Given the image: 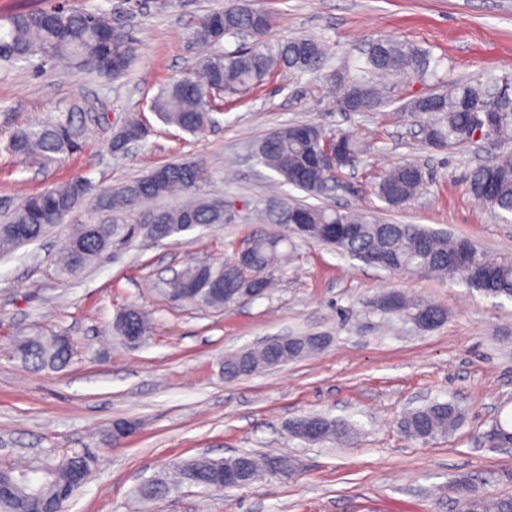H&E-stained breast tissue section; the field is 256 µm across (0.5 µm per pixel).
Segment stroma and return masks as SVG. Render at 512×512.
<instances>
[{"mask_svg": "<svg viewBox=\"0 0 512 512\" xmlns=\"http://www.w3.org/2000/svg\"><path fill=\"white\" fill-rule=\"evenodd\" d=\"M69 3L110 14L133 36L136 57L128 74L111 82L63 76L49 65L39 72L23 62L0 67V215L21 196L75 176L116 188L161 165L189 161L211 170L206 191L223 198L226 221L156 244L134 238L69 280L55 271L64 228L0 256V465L43 453L93 452L97 466L64 512H144L135 493L144 479L167 476L201 454L218 459L270 450L298 459V473L224 491L183 486L155 512H455L451 484L459 477L512 494V452L481 443L495 417L512 412V300L483 296L457 277L377 269L296 235L264 297L214 309L167 295L171 279L188 265L223 261L265 231L260 215L272 194L310 203L257 161L260 142L282 125L313 122L363 145L324 205L419 224L491 256H512V224L470 193L468 178L476 166L512 153V142L477 139L432 149L403 106L433 91V81L390 78L388 106L341 112L318 72L276 75L225 96L208 127L184 133L149 106L161 88L209 55L188 35L222 0H147L133 10L123 0ZM253 4L274 15L272 38L324 41L329 68H343L366 43L391 36L429 50L450 81L512 74V0ZM68 113L82 131L81 152L45 163L7 150L16 127ZM130 118L146 122V136L113 152L114 125ZM406 161L426 171V187L407 206L386 208L374 184ZM390 291L444 305L447 322L424 331L407 318L381 315L374 304ZM129 305L151 322L146 344L136 350L111 333L116 312ZM32 327L70 337L67 368L35 372L13 357L15 336ZM308 334L329 338L318 355L225 379L226 356ZM436 399L458 404L462 424L446 438L412 441L400 430L402 416ZM308 414L353 424L359 434L347 446L307 443L289 424ZM116 420L137 424L117 443Z\"/></svg>", "mask_w": 512, "mask_h": 512, "instance_id": "1", "label": "stroma"}]
</instances>
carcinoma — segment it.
I'll return each mask as SVG.
<instances>
[{"label":"carcinoma","instance_id":"cac0c4a2","mask_svg":"<svg viewBox=\"0 0 512 512\" xmlns=\"http://www.w3.org/2000/svg\"><path fill=\"white\" fill-rule=\"evenodd\" d=\"M219 24L224 36L237 38L247 28L258 31L256 42L234 51L216 53L202 60L192 73L168 84L153 99L150 109L167 126L196 134L211 122L215 102L207 93L222 88L235 94L261 85L266 78L280 73H306L319 69L324 57L321 43L313 37H295L285 41L269 38L274 26L272 15L253 7L251 0H224L223 6L200 18L190 39L194 44L213 45L210 26ZM364 65L354 67L356 74L338 82L337 106L342 112H371L383 104L379 85L363 73L404 77L426 75L430 58L418 46L391 37L372 40ZM134 57V41L126 30L112 25L106 14L84 8L60 9L56 6L19 13L0 26V64L26 62L40 68L48 63L61 64L70 72L91 71L104 80L122 76ZM365 83L371 93L352 105L346 104L349 85ZM488 83L474 81L443 85L432 93L431 105L423 98L409 104V112L417 119L424 141L431 147L451 139L462 146L470 141L471 113L467 104L478 102L495 114L497 136H512V96H491ZM81 133L71 118L51 117L36 127L17 128L7 144L8 150L22 158L52 159L72 155L81 149ZM329 139L315 123H291L270 133L258 146V160L274 171L282 183L311 196L327 195L340 182L341 169L355 161L361 145L351 136L339 140V148L348 161L333 171L312 163V156L322 150ZM212 173L191 162L169 163L147 175L114 189L92 192L90 183L76 178L28 195L14 210L10 220L0 224V254H8L22 244L40 239L47 230L62 224L76 209L89 203L104 218L86 224H72L56 261L57 274L66 279L81 275L96 262L108 257L112 249L137 236L149 240H165L197 227L224 223V200L209 196L205 187ZM425 185V172L415 163L400 165L378 182L376 194L389 208H400L411 202ZM469 190L496 211L506 224L512 223V156L475 168L469 179ZM177 193L188 200L176 208L141 211L143 202L170 197ZM278 207L266 212L272 228L249 238L248 258L241 259L233 250L219 263H197L188 266L169 284V299L184 301L186 282L195 281L198 293L191 297L197 305L222 308L237 300L224 293V280L270 288L267 273L288 258V234L299 236L356 257L364 263L391 272L424 273L459 277L469 287L493 298L512 300V256L490 257L468 245L473 264L470 273L448 264L458 251L461 240L441 236L417 224H388L372 212H352L328 206L295 203L288 198H274ZM138 211L135 224H121L110 218L114 212ZM396 303L391 313L408 316L427 309L433 326L447 322L445 307L395 292ZM148 316L135 306L116 313L112 335L124 340L131 331L147 342ZM327 344L324 336H290L288 345L273 342L258 349H246L224 358L228 378L250 376L256 371L301 360ZM12 353L33 369L58 371L72 361V343L48 331H34L14 339ZM464 414L451 401H435L406 413L400 420L402 432L409 438L428 443L452 434L463 421ZM357 434L346 422L328 418L318 442L343 443ZM490 441L502 448L512 446V425L495 421L485 431ZM270 456L258 458L242 453L225 459L199 455L175 466V479L180 483L188 475L208 487L214 472L227 464L245 461L262 470ZM96 467V460L73 451L62 455L44 454L17 466L0 468V512H52L58 507L63 490L75 493L86 483ZM457 512H512V495H499L481 489L466 477L453 481ZM167 482L152 479L137 487L146 501H158L165 495Z\"/></svg>","mask_w":512,"mask_h":512}]
</instances>
